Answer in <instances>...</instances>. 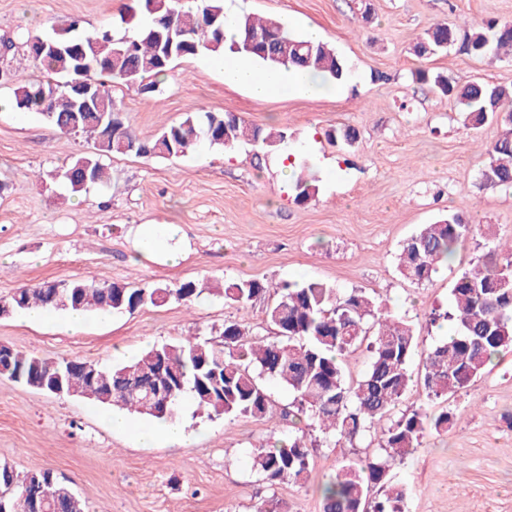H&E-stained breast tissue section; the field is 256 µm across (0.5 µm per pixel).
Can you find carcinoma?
<instances>
[{"label":"carcinoma","mask_w":512,"mask_h":512,"mask_svg":"<svg viewBox=\"0 0 512 512\" xmlns=\"http://www.w3.org/2000/svg\"><path fill=\"white\" fill-rule=\"evenodd\" d=\"M141 2L147 19L132 39H116L102 29L81 31L79 22L73 20L64 27L54 24L52 33L29 35L24 41L34 63L56 78L35 85L15 80L14 106L42 115L65 134H87L94 142L93 152L74 158L54 174L72 194L105 188L109 173L103 159L114 154L169 158L188 154L202 141L231 149L241 142L275 147L286 139L282 131L247 124L231 114L202 111L187 115L145 142L132 133L112 105L103 120L81 111L67 85L79 59L110 102L114 83H140L165 74L176 61L203 50L224 51V0H199L193 9L185 8L182 0ZM248 32L261 33L280 44L287 50L285 58L271 56L264 46L246 51ZM161 37L173 42L169 58L160 50ZM457 39L455 25L436 23L416 43L415 52L421 57L438 56ZM40 40L59 46L61 52H36ZM230 50L266 68L305 69L336 81L347 74L328 44L294 36L279 20L239 16L238 38ZM462 50L475 58L503 54L512 58V25L490 21L468 30ZM412 78L447 94L454 110L471 126L488 121L508 126L505 136L488 151L480 179L491 186H512V109H492V102L504 90L482 79L454 85L443 74L422 68L413 71ZM85 168L93 174L88 180L83 176ZM315 182L309 167L298 165L296 201H308L316 192ZM474 230L458 213L422 226L401 246L400 273L417 284L429 281ZM269 288L259 279L229 280L222 294L225 302L246 309ZM211 291L199 281L149 287L94 279L61 280L53 286L42 282L1 296L0 314L36 306L53 312L78 308L91 313L134 312L147 305L162 306L172 298L191 302ZM275 294V301L265 310L266 322L276 331L274 341L253 335L240 321L227 320L219 345L195 337L155 345L128 364L106 366L92 361L89 374L80 367L84 360L78 357H42L12 349L0 358V375L47 394L60 391L105 409L118 407L155 419L174 416L188 398L197 413L209 417L270 420L273 404L263 381L277 382L293 394L288 415L305 422L308 429L320 430L326 441L352 444L369 435L377 438L385 452L382 457L341 463L324 487L322 512H405L408 488L397 477L396 466L420 446L426 433L448 428L453 418L447 409L439 413L424 406L400 409L414 385L410 364L418 342L412 327L382 314L384 304L359 289L341 293L321 281L307 280L282 282ZM442 317L455 324V333L425 358L419 381L430 401L446 400L466 389L496 356L512 347V244L489 254L484 268L469 270L454 281L450 310L433 316L432 321ZM361 349L368 353L367 367L359 378L349 380L342 360ZM160 370L173 385L168 401L129 390L131 381ZM252 466L259 480L270 486L306 480L310 452L305 435L255 449ZM51 482L60 480L50 470L21 473L0 463V512H85L76 493L43 502L42 488Z\"/></svg>","instance_id":"obj_1"}]
</instances>
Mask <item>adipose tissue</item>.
Returning a JSON list of instances; mask_svg holds the SVG:
<instances>
[{
  "mask_svg": "<svg viewBox=\"0 0 512 512\" xmlns=\"http://www.w3.org/2000/svg\"><path fill=\"white\" fill-rule=\"evenodd\" d=\"M208 64L223 73L225 84L246 88L257 99L274 97L285 90L301 97L327 90L320 78L308 72L260 69L252 60L231 52L210 54ZM137 237L142 252L160 255L170 263H177L184 253L181 240L176 239L165 226L140 225Z\"/></svg>",
  "mask_w": 512,
  "mask_h": 512,
  "instance_id": "obj_1",
  "label": "adipose tissue"
}]
</instances>
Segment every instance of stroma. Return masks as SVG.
<instances>
[{"label": "stroma", "mask_w": 512, "mask_h": 512, "mask_svg": "<svg viewBox=\"0 0 512 512\" xmlns=\"http://www.w3.org/2000/svg\"><path fill=\"white\" fill-rule=\"evenodd\" d=\"M131 2L0 0V98H12L15 79L43 78L24 36L76 19L84 30L131 37L139 28L125 17ZM224 9L279 18L301 35L318 28L345 64L346 79L332 96L255 99L225 85L199 54L175 62L155 91L113 86L115 110L144 141L202 110L274 127L287 138L271 148L204 143L174 159L115 154L108 186L80 196L53 174L91 151V140L61 133L33 112H0V296L81 278L137 286L318 280L364 290L410 321L419 343L412 368L421 370L427 350L449 332L448 322L431 323L430 314L448 310L454 279L483 265L497 242L512 240V189L479 176L502 126L465 125L447 96L413 82L411 71L425 65L459 84L480 77L512 90V60H479L457 44L423 60L413 46L437 22L469 29L512 22V0H224ZM346 127L357 133L353 146L328 141V130ZM288 153L309 158L317 177V192L303 204L278 165ZM451 211L463 212L475 231L432 281L405 279L394 261L403 241ZM141 224L174 226L190 244L186 258L171 265L136 253L133 231ZM267 303L258 298L244 315L217 295L172 299L107 323L92 318L79 330L61 312L36 326L16 312L0 317V344L121 364L189 336L219 341L228 320L272 337ZM267 387L277 409L271 421L190 414L191 445L145 447L113 430L108 410L0 377V462L21 472L53 471L87 512H253L271 496L285 512H322L325 479L342 460L380 455L378 443L368 436L332 447L311 432L308 479L268 487L252 473L250 453L296 435L299 423L280 414L291 401L287 390L272 381ZM448 406L454 417L447 432L426 434L397 469L409 489L406 512H512V351Z\"/></svg>", "instance_id": "1"}]
</instances>
